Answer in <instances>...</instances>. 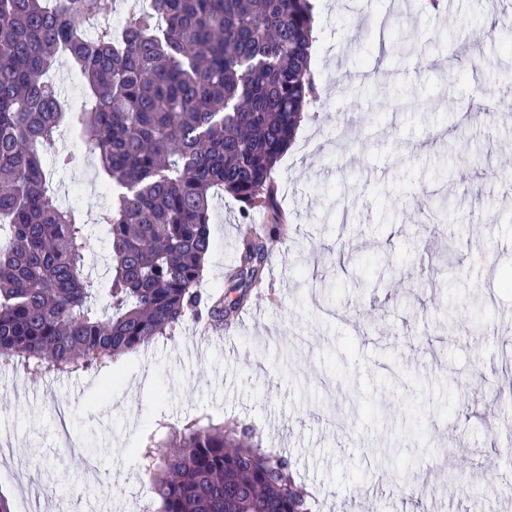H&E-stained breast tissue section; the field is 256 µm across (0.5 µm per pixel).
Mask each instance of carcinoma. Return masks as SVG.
Returning <instances> with one entry per match:
<instances>
[{
    "label": "carcinoma",
    "instance_id": "1",
    "mask_svg": "<svg viewBox=\"0 0 512 512\" xmlns=\"http://www.w3.org/2000/svg\"><path fill=\"white\" fill-rule=\"evenodd\" d=\"M109 0H0V361L110 372L188 321L219 329L265 275L282 229L277 164L318 99L311 0H148L121 37L83 22ZM70 58L90 89L81 140L105 174L108 281L86 273L89 228L49 193L67 112L47 74ZM240 203L231 298L201 288L209 205ZM271 215L258 228L250 209ZM158 512H311L287 456L247 427H157L139 449Z\"/></svg>",
    "mask_w": 512,
    "mask_h": 512
}]
</instances>
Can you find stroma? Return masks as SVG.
<instances>
[{
    "instance_id": "35a3bbf8",
    "label": "stroma",
    "mask_w": 512,
    "mask_h": 512,
    "mask_svg": "<svg viewBox=\"0 0 512 512\" xmlns=\"http://www.w3.org/2000/svg\"><path fill=\"white\" fill-rule=\"evenodd\" d=\"M321 101L276 168L288 227L264 297L199 341L162 337L95 373L0 367V494L12 512H157L135 453L154 419L252 427L312 512H512V0H374L405 60L356 43L361 14L312 0ZM373 70L360 84L353 72ZM49 182L90 222L97 158ZM240 202L215 195L204 285L224 288ZM95 457L100 484L82 482ZM27 471L16 477V457Z\"/></svg>"
}]
</instances>
